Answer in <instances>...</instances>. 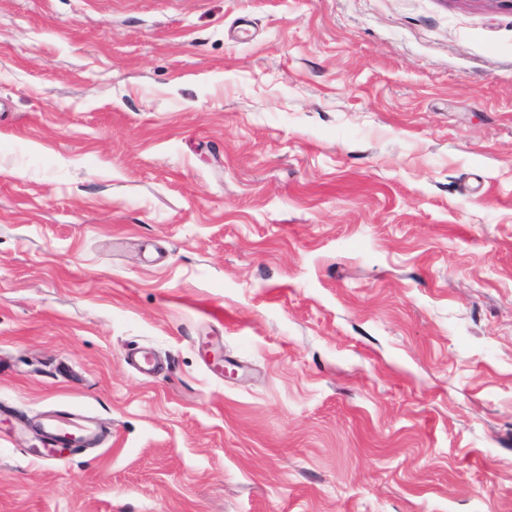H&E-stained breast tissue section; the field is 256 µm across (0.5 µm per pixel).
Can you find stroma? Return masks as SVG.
I'll list each match as a JSON object with an SVG mask.
<instances>
[{"instance_id":"stroma-1","label":"stroma","mask_w":512,"mask_h":512,"mask_svg":"<svg viewBox=\"0 0 512 512\" xmlns=\"http://www.w3.org/2000/svg\"><path fill=\"white\" fill-rule=\"evenodd\" d=\"M0 512H512V9L0 0ZM62 413L47 421L42 434L49 454L53 455L55 448H81L88 437L96 433V426L86 420L78 421Z\"/></svg>"}]
</instances>
